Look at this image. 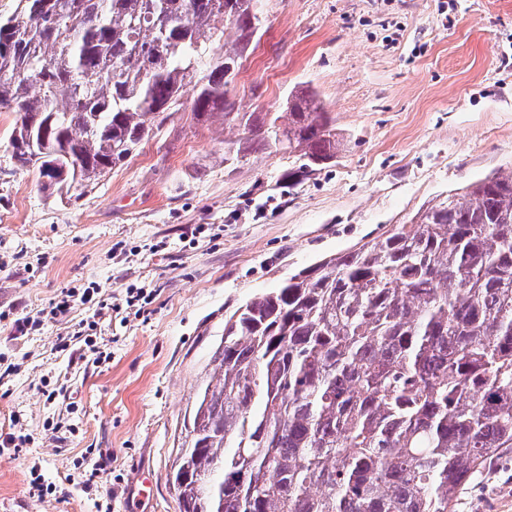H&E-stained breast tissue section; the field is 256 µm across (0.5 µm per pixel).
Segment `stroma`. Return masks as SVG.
Returning <instances> with one entry per match:
<instances>
[{
  "label": "stroma",
  "instance_id": "1",
  "mask_svg": "<svg viewBox=\"0 0 512 512\" xmlns=\"http://www.w3.org/2000/svg\"><path fill=\"white\" fill-rule=\"evenodd\" d=\"M263 15L236 106L280 112L314 90L344 138L320 171L288 181L275 151L226 164L232 129L187 109L65 199L0 152V512H179L167 476L225 317L512 170V0H264ZM91 285L106 308L51 315L60 289ZM131 288L150 292L145 313L127 307ZM82 322L87 341L72 340ZM101 458L85 492L78 479ZM139 471L152 489L141 501ZM35 481L45 496L30 495ZM455 512H512L511 448Z\"/></svg>",
  "mask_w": 512,
  "mask_h": 512
}]
</instances>
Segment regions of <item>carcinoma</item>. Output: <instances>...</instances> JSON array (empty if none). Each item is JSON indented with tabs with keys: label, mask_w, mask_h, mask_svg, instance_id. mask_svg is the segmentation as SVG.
<instances>
[{
	"label": "carcinoma",
	"mask_w": 512,
	"mask_h": 512,
	"mask_svg": "<svg viewBox=\"0 0 512 512\" xmlns=\"http://www.w3.org/2000/svg\"><path fill=\"white\" fill-rule=\"evenodd\" d=\"M262 0H19L0 18V111L15 165L87 187L182 110L239 130L224 162L275 149L288 177L343 139L317 94L241 112ZM215 43L223 54L208 56ZM189 415L180 512H453L512 448V172L236 308Z\"/></svg>",
	"instance_id": "obj_1"
}]
</instances>
